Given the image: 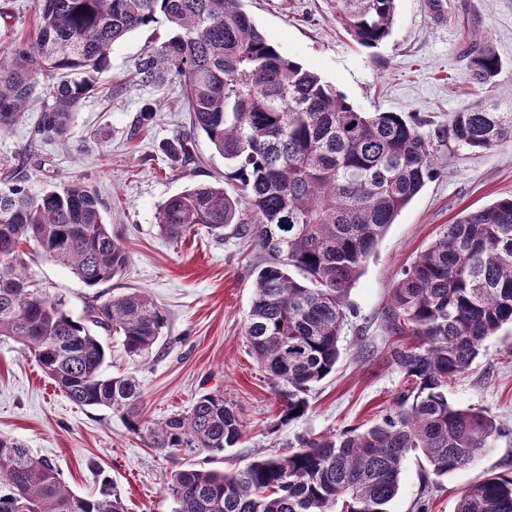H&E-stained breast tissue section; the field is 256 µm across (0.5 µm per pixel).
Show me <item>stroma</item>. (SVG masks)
Wrapping results in <instances>:
<instances>
[{"mask_svg":"<svg viewBox=\"0 0 512 512\" xmlns=\"http://www.w3.org/2000/svg\"><path fill=\"white\" fill-rule=\"evenodd\" d=\"M12 16L0 22V47L35 33L37 0H0ZM445 17L429 14L423 0H397L388 39L367 49L337 23L327 0H245L268 42L284 56L318 74L366 112H398L434 132L449 116L478 99L512 88V0H443ZM478 33L502 69L494 88L476 85L466 51ZM165 24L133 32L112 47V67L101 91L75 115L68 138L29 146V125L0 134V186L21 179L31 193L76 180L95 190L107 207V224L127 250L123 275L93 289L62 264L33 263V278L65 298L71 315L82 316L93 296L144 291L163 308L167 327L149 357L133 364L113 346L107 370L129 371L141 383V420L155 421L190 408L200 395L218 392L236 410L245 429L238 445L192 463L227 473L251 461L282 455L298 437L321 436L380 422L394 405L404 379L387 364L391 343L383 312L402 272L444 225L461 213L512 195V142L488 153L449 145L440 152L441 174L401 211L364 264L349 294L353 312L341 330V358L332 374L314 385L306 416L279 423L281 402L258 367L244 335L251 307L253 269L263 255L251 240L225 231L215 239L197 230L179 242L158 231L155 214L168 197L196 184L224 182V160L204 135L192 158L171 161L165 145L188 129L181 88L170 82L145 86L135 78L144 49L169 38ZM156 112L140 124V111ZM451 403L487 411L503 427L473 462L429 483L423 456L409 452L400 487L388 512H455L470 485L490 473L512 475V328L487 339L470 370L448 387ZM0 434L24 442L50 461L61 480L84 495L109 488L128 512H173L163 488L174 460L148 448L121 413L80 408L51 384L33 355L0 338Z\"/></svg>","mask_w":512,"mask_h":512,"instance_id":"stroma-1","label":"stroma"}]
</instances>
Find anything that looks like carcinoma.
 <instances>
[{"label":"carcinoma","mask_w":512,"mask_h":512,"mask_svg":"<svg viewBox=\"0 0 512 512\" xmlns=\"http://www.w3.org/2000/svg\"><path fill=\"white\" fill-rule=\"evenodd\" d=\"M35 36L0 53V134L42 103L29 141L55 142L72 128L82 101L99 90L112 46L164 20L172 36L149 46L135 74L145 85L178 80L189 132L167 142L173 160L192 157L200 132L224 158L225 179L242 194L197 185L157 207L160 232L177 241L203 226L221 237L231 226L256 242L245 336L281 399L279 421L303 417L308 392L336 367L348 295L390 224L436 176L440 147L452 141L491 152L512 141L499 100L463 106L448 125L424 133L396 112H363L317 74L282 55L245 10L244 0H38ZM397 0H328L336 21L361 47L392 31ZM472 80L492 86L501 62L472 43ZM94 191L78 182L32 194L15 181L0 187V336L34 355L80 407L125 415L148 447L168 458L235 447L243 423L221 393L141 428L133 375L107 373L118 337L135 359L159 342L166 316L143 292L92 300L79 319L29 273L38 258L68 267L87 287L112 281L126 251ZM397 340L385 353L406 386L394 412L367 429L303 437L284 456L224 473L194 464L166 475L174 512H387L402 461L423 454L441 478L470 463L502 434L486 411L449 402L484 341L512 326V196L460 214L420 252L392 290L385 311ZM0 512H125L101 489L79 495L46 460L0 435ZM455 512H512V476L493 474L467 488Z\"/></svg>","instance_id":"carcinoma-1"}]
</instances>
